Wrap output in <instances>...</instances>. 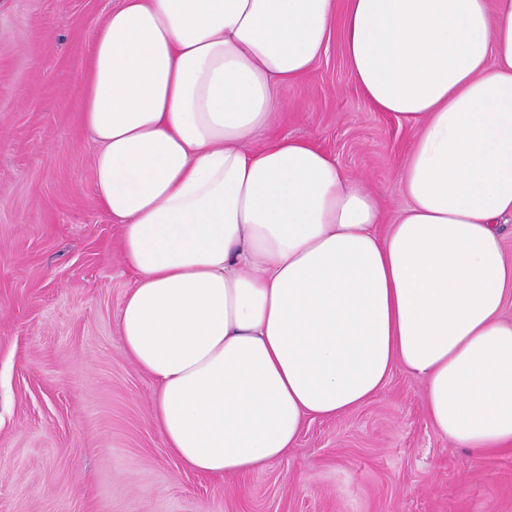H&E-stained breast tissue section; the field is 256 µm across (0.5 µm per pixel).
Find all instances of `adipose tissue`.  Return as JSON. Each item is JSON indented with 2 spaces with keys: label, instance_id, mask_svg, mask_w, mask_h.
I'll list each match as a JSON object with an SVG mask.
<instances>
[{
  "label": "adipose tissue",
  "instance_id": "ef3b65f1",
  "mask_svg": "<svg viewBox=\"0 0 512 512\" xmlns=\"http://www.w3.org/2000/svg\"><path fill=\"white\" fill-rule=\"evenodd\" d=\"M338 23L353 82L414 131L391 223L333 156L270 135ZM81 120L136 274L122 347L187 469L280 459L397 368L441 436L512 453V0H119Z\"/></svg>",
  "mask_w": 512,
  "mask_h": 512
}]
</instances>
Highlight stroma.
Instances as JSON below:
<instances>
[{
    "label": "stroma",
    "mask_w": 512,
    "mask_h": 512,
    "mask_svg": "<svg viewBox=\"0 0 512 512\" xmlns=\"http://www.w3.org/2000/svg\"><path fill=\"white\" fill-rule=\"evenodd\" d=\"M118 0H0V512H512V454L430 426L422 379L394 370L344 417L306 421L264 469H186L152 421L154 383L118 332L134 282L98 200L79 101ZM313 142L404 204L413 138L349 78L343 37L271 131Z\"/></svg>",
    "instance_id": "1"
}]
</instances>
